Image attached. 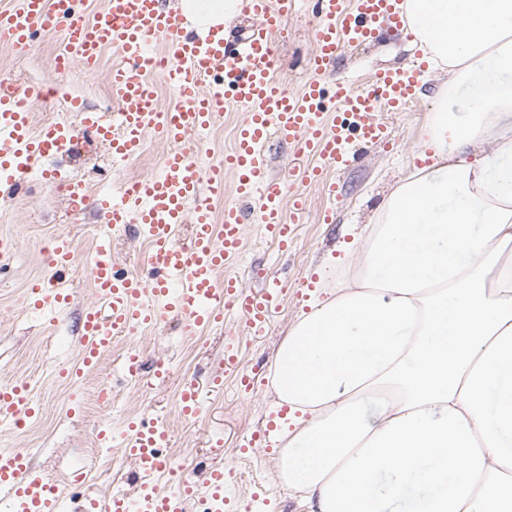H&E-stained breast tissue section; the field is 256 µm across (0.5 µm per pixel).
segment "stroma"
Here are the masks:
<instances>
[{
	"label": "stroma",
	"instance_id": "1",
	"mask_svg": "<svg viewBox=\"0 0 512 512\" xmlns=\"http://www.w3.org/2000/svg\"><path fill=\"white\" fill-rule=\"evenodd\" d=\"M315 11V0H304L303 7L289 10L288 30L276 40V76L295 90L307 79ZM62 46L63 37L55 32L39 34L31 50L22 55L0 48V79L21 78L25 87L34 91L53 88L59 105L78 98L89 110L113 111L106 74L119 62V52L108 49L96 73L85 72L77 63L61 72L55 67V58ZM421 54L406 36L385 30L371 45L346 49L330 76H354L363 84L374 69L403 68ZM425 83L415 104L385 115L393 127L394 147H366L359 159L338 175L334 223H319L318 214L327 200L320 188L309 185L305 188L309 212L287 253H279L264 237L260 224L246 225L244 259L234 266V274L247 289L261 287L270 276L279 278L287 288L281 310L260 336L246 334L234 320L224 329H203L188 336L180 321L170 318L141 334L116 338L98 366L77 384L59 377L60 369L73 367L79 360V318L96 300L90 262L97 235L105 228L97 198L101 189L127 177L158 173L168 150L159 138L147 137L140 154L117 164L99 143L79 154L60 156L56 163L65 172L64 182L36 177L17 201L0 203V240L10 244L9 253L0 258V385L27 383L38 407L37 416L24 426L0 427V449H34L35 468L65 493H72V482L80 474L85 490L104 496L112 489L127 487L132 468L121 463L118 448L100 447L96 431L106 424L121 427L135 416L156 417L171 432L163 453L183 466L185 477L200 481L209 466L224 467L228 474L225 494L237 499L238 512H305L279 472L277 450L257 448L243 457L239 448L276 410L269 365L293 324L309 312L310 298L317 295L316 290H303L304 278L319 272L324 287H332L333 279L324 275L326 261L344 260L355 250L356 235L362 233L395 184L416 166L420 128L439 85L436 73L428 72ZM79 180L89 188L84 199L76 201L66 185ZM60 234L69 236L76 247L75 264L65 276L73 300L64 314L47 323L27 309L25 288L30 280L47 273L46 250ZM111 236L120 268L132 273L145 268L148 247L134 230H115ZM231 341L237 342L243 365L254 374V388L247 392L239 389L236 373H225L223 391L208 395L196 421H184L177 408L182 380H205L219 368L224 347ZM131 348L139 351L148 373L156 362L169 360L171 377L152 388L124 379L120 366ZM103 385L121 390L123 401L118 409L98 405L97 392ZM215 436L223 439V448L210 447L209 440Z\"/></svg>",
	"mask_w": 512,
	"mask_h": 512
}]
</instances>
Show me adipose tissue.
<instances>
[{"instance_id": "ef3b65f1", "label": "adipose tissue", "mask_w": 512, "mask_h": 512, "mask_svg": "<svg viewBox=\"0 0 512 512\" xmlns=\"http://www.w3.org/2000/svg\"><path fill=\"white\" fill-rule=\"evenodd\" d=\"M238 4L180 7L205 32L235 26ZM403 9L445 76L433 161L280 345L279 468L307 512H512V0Z\"/></svg>"}]
</instances>
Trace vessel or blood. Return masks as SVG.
I'll use <instances>...</instances> for the list:
<instances>
[{
    "label": "vessel or blood",
    "instance_id": "obj_1",
    "mask_svg": "<svg viewBox=\"0 0 512 512\" xmlns=\"http://www.w3.org/2000/svg\"><path fill=\"white\" fill-rule=\"evenodd\" d=\"M82 0H14L0 10V43L13 51H27L37 32L62 30L64 52L56 57L58 70L80 63L95 72L107 48L117 49L122 60L107 73L109 92L118 110L114 117L91 112L79 99H71L77 125L57 123L35 130L29 102L32 92L9 85L0 87V199L19 197L26 188L34 163L66 152L76 135H84L109 147L113 160L138 154L148 135L165 141L169 150L158 176L138 184L134 191H116L100 196L107 232L96 241L90 276L98 301L81 319L82 342L79 364L60 370L70 382L94 369L102 355L122 335H135L158 326L169 316L180 318L186 334L220 326L226 312H234L255 335L269 326L285 294L282 283L269 279L257 291L243 288L233 277L219 278V271L240 258L245 218L243 205L259 214L265 236L288 251L296 239L295 223L283 219L281 202L289 200L296 216L308 211V198L293 189L292 176H276L270 170L266 145L279 138L295 149L293 170L305 182L323 187L335 196L337 183L326 170L342 171L356 159L354 145H391L390 127L377 120L376 112H398L413 101L423 87L426 65L413 63L403 71L377 70L367 87L345 80L328 83L327 74L341 52L374 40L381 28L403 31L408 20L402 0H319L313 27L315 47L306 62L309 72L302 90H289L275 75V40L288 20V0H243L245 13L257 25L237 43H229L223 27L204 34L184 32L182 17L173 0H103L101 8L84 15ZM164 39L170 66L162 77L149 74L151 39ZM174 94L173 108L155 109L159 85ZM333 86L338 105L335 122L322 110L326 86ZM243 108L233 147L223 158L203 164V137L214 126L225 104ZM319 157L306 165L308 156ZM232 180L239 205H225L222 219H215L212 202L223 197L225 180ZM137 225L148 244L150 278L119 271L112 256L110 229ZM187 224L191 235L179 243L177 228ZM75 246L64 235L55 237L48 250L52 276L65 274L74 264ZM71 295L52 288L44 279L29 283L28 309L52 316L66 308ZM238 352L226 346L219 370L205 382L186 380L179 391L177 407L184 421L197 418L205 391L224 388V374L236 370ZM127 378L149 377L160 383L169 374L167 362H158L145 374L137 351H128L122 361ZM38 411L26 384L0 386V425L16 426ZM100 444L120 443L122 460L135 471L133 489L118 490L102 498L88 493L81 512H184L185 505L206 492L216 512H232L225 496L223 466L210 467L203 482L183 479L168 492L160 483L171 472V462L162 454L170 440L160 419H135L122 438L111 430L97 433ZM66 497L35 470L30 454L20 450L0 453V512H64Z\"/></svg>",
    "mask_w": 512,
    "mask_h": 512
}]
</instances>
